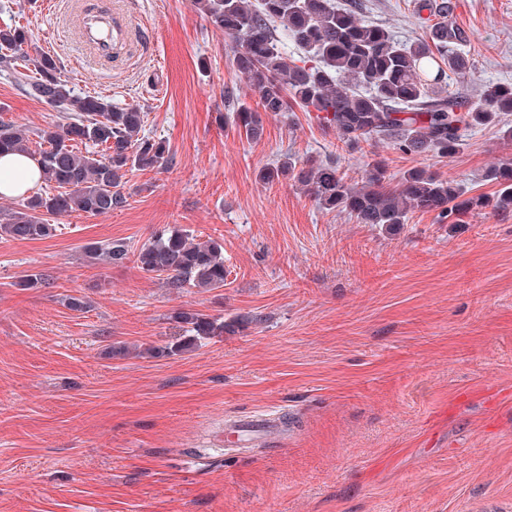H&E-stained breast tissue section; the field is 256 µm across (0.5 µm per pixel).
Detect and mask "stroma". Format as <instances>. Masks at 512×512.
<instances>
[{
    "mask_svg": "<svg viewBox=\"0 0 512 512\" xmlns=\"http://www.w3.org/2000/svg\"><path fill=\"white\" fill-rule=\"evenodd\" d=\"M112 3L132 22L126 49L76 74L77 0H0L30 55L51 43L77 95L142 108L172 151L166 168L127 173L125 207L52 217L43 241L0 237V512H512V210L462 224L417 211L387 233L258 178L288 153L336 162L357 187L379 162L392 189L422 167L490 196L484 174L512 145L487 125L448 158L353 149L298 109L249 138L225 100L259 97L195 0ZM367 5L399 42L424 36L410 0ZM454 20L473 66L450 91L512 83V0H456ZM1 120L34 143L66 118L0 73ZM168 224L223 243V287L178 293L85 251L136 250ZM33 271L48 285L18 287ZM184 310L249 322L145 354L183 336ZM271 408L292 419L283 448L219 443L226 420Z\"/></svg>",
    "mask_w": 512,
    "mask_h": 512,
    "instance_id": "stroma-1",
    "label": "stroma"
}]
</instances>
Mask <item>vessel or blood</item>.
<instances>
[{
	"instance_id": "vessel-or-blood-1",
	"label": "vessel or blood",
	"mask_w": 512,
	"mask_h": 512,
	"mask_svg": "<svg viewBox=\"0 0 512 512\" xmlns=\"http://www.w3.org/2000/svg\"><path fill=\"white\" fill-rule=\"evenodd\" d=\"M130 21L112 7V0H82L78 29L81 44L98 58H111L128 40ZM254 444L277 449L283 445L281 425L276 414L261 413L229 423L224 445L239 448Z\"/></svg>"
}]
</instances>
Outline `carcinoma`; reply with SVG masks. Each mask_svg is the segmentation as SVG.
Wrapping results in <instances>:
<instances>
[{
	"label": "carcinoma",
	"mask_w": 512,
	"mask_h": 512,
	"mask_svg": "<svg viewBox=\"0 0 512 512\" xmlns=\"http://www.w3.org/2000/svg\"><path fill=\"white\" fill-rule=\"evenodd\" d=\"M197 10L224 32L233 68L258 94L262 112L227 100L232 122L246 136L257 138L264 126L261 113L277 115L290 106L316 112L323 129L346 145L384 143L401 154L445 158L463 144L464 131L495 124L512 113V84L489 83L478 101L448 90L449 80L463 77L470 61L461 47L470 41L452 20L455 0H412L413 12L430 26L431 40L401 45L381 23L361 17V0H196ZM300 50L288 57L283 42ZM27 31L0 26V72L12 76L29 97L69 113V122L44 130L40 147L13 122L0 121V154L20 151L41 167L42 180L56 193H35L23 208L0 212V236L41 241L55 226L44 215L81 211L106 215L127 203L120 186L134 169H161L171 160V146L162 137L143 133L145 112L118 107L93 96L76 95L51 57H30L24 51ZM102 146L104 154L81 152L78 146ZM292 179L326 211H345L358 224L385 232L405 223L411 211L433 212L441 224H462L464 217L488 207L512 208V158L486 174L500 189L492 198L467 195L457 182L423 168L405 171L400 187L384 185L385 169L366 171L355 189L333 162L299 161L290 154L262 168L259 179L270 183ZM99 260L119 264L135 257L139 267L178 293L188 288L224 287V245L204 242L187 229L166 225L135 254L113 241L95 249ZM48 275L23 276L17 286L41 288ZM188 336L165 346H149L155 355L191 351L214 338L234 334L247 324L224 321L199 311L177 315Z\"/></svg>",
	"instance_id": "carcinoma-1"
}]
</instances>
